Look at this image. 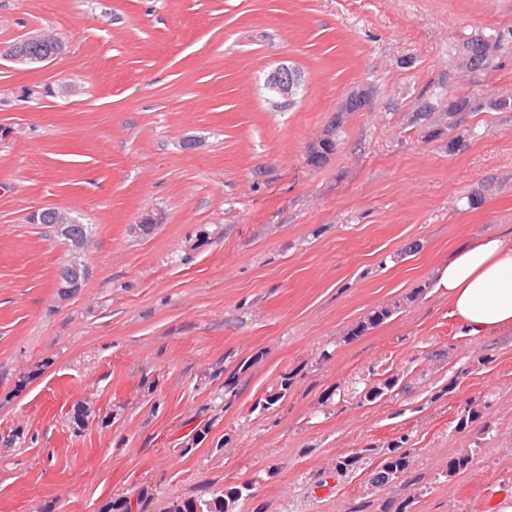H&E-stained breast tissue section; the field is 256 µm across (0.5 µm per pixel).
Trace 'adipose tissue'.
Returning a JSON list of instances; mask_svg holds the SVG:
<instances>
[{"label": "adipose tissue", "mask_w": 512, "mask_h": 512, "mask_svg": "<svg viewBox=\"0 0 512 512\" xmlns=\"http://www.w3.org/2000/svg\"><path fill=\"white\" fill-rule=\"evenodd\" d=\"M468 335L512 329V242L485 235L454 251L436 272Z\"/></svg>", "instance_id": "ef3b65f1"}]
</instances>
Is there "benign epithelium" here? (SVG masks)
Listing matches in <instances>:
<instances>
[{"label":"benign epithelium","instance_id":"obj_1","mask_svg":"<svg viewBox=\"0 0 512 512\" xmlns=\"http://www.w3.org/2000/svg\"><path fill=\"white\" fill-rule=\"evenodd\" d=\"M301 84L299 72L288 64H281L266 77V86L270 93V102L276 108H283L294 101ZM55 237L62 245L65 256L61 271L65 275V285L56 291L60 302L66 303L79 294L89 276V267L86 262L88 245L91 237L79 232L75 228L77 218L70 210L53 208ZM162 223V216L158 213L147 212L140 216L138 222L131 227V231L148 236Z\"/></svg>","mask_w":512,"mask_h":512}]
</instances>
